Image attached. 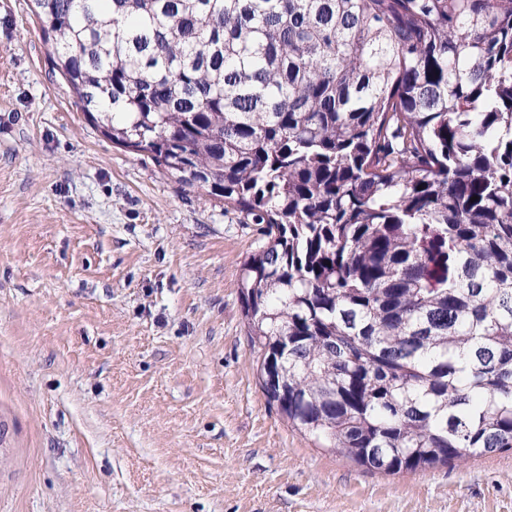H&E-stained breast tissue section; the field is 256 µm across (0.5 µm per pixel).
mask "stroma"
Returning <instances> with one entry per match:
<instances>
[{
	"mask_svg": "<svg viewBox=\"0 0 512 512\" xmlns=\"http://www.w3.org/2000/svg\"><path fill=\"white\" fill-rule=\"evenodd\" d=\"M0 0V512H512V451L386 474L270 404L260 225L112 144Z\"/></svg>",
	"mask_w": 512,
	"mask_h": 512,
	"instance_id": "35a3bbf8",
	"label": "stroma"
}]
</instances>
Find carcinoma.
<instances>
[{"label":"carcinoma","instance_id":"cac0c4a2","mask_svg":"<svg viewBox=\"0 0 512 512\" xmlns=\"http://www.w3.org/2000/svg\"><path fill=\"white\" fill-rule=\"evenodd\" d=\"M34 3L96 128L264 225L294 427L392 474L512 450V0Z\"/></svg>","mask_w":512,"mask_h":512}]
</instances>
